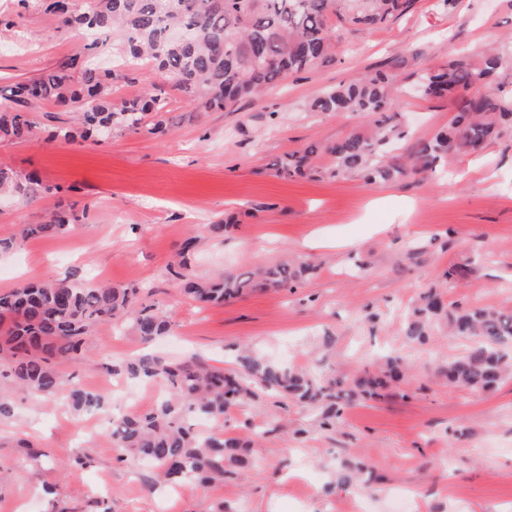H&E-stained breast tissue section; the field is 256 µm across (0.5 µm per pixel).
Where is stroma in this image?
<instances>
[{"instance_id":"1","label":"stroma","mask_w":512,"mask_h":512,"mask_svg":"<svg viewBox=\"0 0 512 512\" xmlns=\"http://www.w3.org/2000/svg\"><path fill=\"white\" fill-rule=\"evenodd\" d=\"M0 15L14 22L0 33V86L49 70L83 41L40 0H0ZM334 36L331 57L233 110L199 117L174 97L163 137L52 141L68 115L45 103L30 135L0 142V165L37 173L89 205L68 235L35 236L0 254V293L77 269L89 281L138 289L140 302L166 307L173 320L172 335L147 347L131 332L97 326L85 358L64 366L55 396L0 384L15 402L14 417L0 423V468L12 474L0 483V512H336L348 498L366 500L368 512H512V376L485 392L449 387L439 368L467 340L444 333L419 344L403 334L435 287L451 306L512 310V128L480 155L450 156L442 178L372 186L357 172L284 180L271 169L308 144L365 130L366 117L320 114L309 104L376 69L398 78L393 109L411 133L387 159L406 161L458 109L452 99L412 96L410 83L456 56L512 41V0H418L410 15L376 29L339 26ZM55 204L48 195L0 204V237L43 222ZM227 219L223 236L209 233ZM196 235L190 271L199 279L296 255L321 267L292 289L203 305L169 271L179 244ZM452 266L463 273L449 282ZM241 346L348 383L388 356H401L408 371L385 398L344 406L329 430L314 407L266 398L230 410L225 436L259 438L252 465L216 485L147 489L148 468L121 457L102 428L66 405L76 385L107 393L110 412L127 399L151 410L156 396L135 380L124 379L123 394L108 393L106 362L147 349L229 367ZM19 438L43 452L20 472ZM78 453L86 465H68ZM349 471L353 480L342 484Z\"/></svg>"}]
</instances>
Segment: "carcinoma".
Segmentation results:
<instances>
[{
    "mask_svg": "<svg viewBox=\"0 0 512 512\" xmlns=\"http://www.w3.org/2000/svg\"><path fill=\"white\" fill-rule=\"evenodd\" d=\"M416 0H46L45 12L60 27L89 37L83 49L54 69L7 88L0 87V139L20 138L33 126V105L50 103L72 115V123L53 134L67 143L108 141L121 132L166 133L165 116L171 95L187 99L197 112L227 111L254 98L290 74L327 59L334 48L336 24L374 29L414 11ZM112 51L129 68L144 63L173 79L170 88L154 85L139 96L120 95L121 69H105L98 57ZM512 64V57L489 48L477 58L459 57L419 76L415 92L426 100L453 98L459 108L440 130L403 164H386L389 146L406 138L408 125L391 111L396 76L368 71L349 84L324 90L311 110L324 114L356 113L373 118L372 131L288 153L273 164L284 178L318 172L338 177L365 173L371 184L417 176L433 178L448 154L472 155L484 150L504 128L512 127V95L490 88V79ZM39 176H21L0 167V197L28 200L47 191ZM77 203H60L44 224H27L18 234L0 239L6 252L40 234L63 236L78 221ZM198 237L185 239L170 271L185 282V291L201 303L245 297L266 288H291L317 270L305 258L277 263L244 274L220 275L199 281L189 274L186 256ZM126 319L144 343L167 335L172 327L166 312L138 303V289L110 282L88 284L78 271L54 282L20 285L0 294V379L31 392L54 395L63 385L60 367L79 360L88 335L99 323ZM468 340L466 351L441 368L450 387L472 391L496 388L512 371V313L494 307H450L442 295L429 292L407 317L403 334L423 343L439 321ZM236 368L213 367L199 359L167 361L149 352L112 361V375L142 383H162L167 392L145 414H127L112 421L109 436L115 447L146 462L163 483L187 479H224L227 468L247 462L249 439L203 434L195 422L217 426L232 407L266 394H280L325 410L322 425L332 427L341 407L359 397L380 396L379 390L402 379L405 362L387 359L379 375L365 374L349 388L331 378L271 362L249 350L240 351ZM69 406L78 415L105 412V396L72 387Z\"/></svg>",
    "mask_w": 512,
    "mask_h": 512,
    "instance_id": "cac0c4a2",
    "label": "carcinoma"
}]
</instances>
